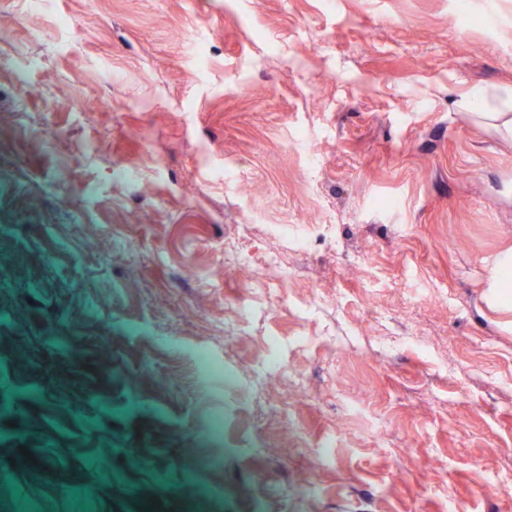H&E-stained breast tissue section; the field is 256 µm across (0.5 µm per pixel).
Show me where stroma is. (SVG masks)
<instances>
[{
  "mask_svg": "<svg viewBox=\"0 0 512 512\" xmlns=\"http://www.w3.org/2000/svg\"><path fill=\"white\" fill-rule=\"evenodd\" d=\"M0 13V512H512V0ZM491 288L498 305L506 309L511 308L512 249L504 251L497 257L491 275Z\"/></svg>",
  "mask_w": 512,
  "mask_h": 512,
  "instance_id": "1",
  "label": "stroma"
}]
</instances>
